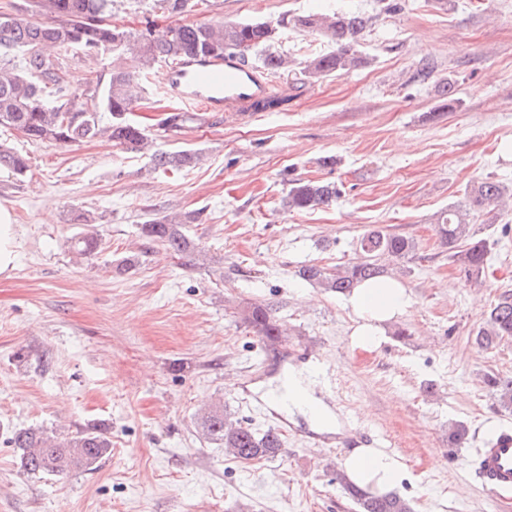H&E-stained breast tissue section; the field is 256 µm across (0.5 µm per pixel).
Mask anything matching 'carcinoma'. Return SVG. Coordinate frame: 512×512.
I'll return each mask as SVG.
<instances>
[{
	"mask_svg": "<svg viewBox=\"0 0 512 512\" xmlns=\"http://www.w3.org/2000/svg\"><path fill=\"white\" fill-rule=\"evenodd\" d=\"M155 8L173 18L162 40L152 38L150 29L132 32L111 24L117 0H35V12L0 18V128L21 132L28 139L57 146H72L106 136L128 152L149 147L145 129L128 118L146 90L149 71L159 61L172 63L192 57H219L232 54L246 66H260L269 74L300 69L309 81L341 75L370 63L360 50L372 18L359 13L330 12L293 15L288 23L316 33L329 50L314 53L297 62L271 50L278 35L276 25L250 20L186 24L181 18L192 11L194 0H152ZM75 47L90 58L109 53L112 61L103 82L90 97L70 89L62 77L59 50ZM285 100L269 94L254 100L255 112H272ZM201 161L193 150L161 152L153 156L154 168L175 171L192 168ZM24 176L26 157L0 144V169ZM341 190L334 182L291 179L285 197L288 209L314 210L336 203ZM504 187L487 179L467 193V208L444 212L437 233L441 244L463 267L470 279H479L489 261L490 243L468 222V211L502 214L506 206ZM200 213L182 217H155L140 225V233L175 253H190L195 246L184 225L199 219ZM101 239L93 232H79L71 238V249L79 256L97 254ZM410 237L372 227L359 240L361 256L334 273L308 264L298 275L322 285L327 291L347 295L360 283L382 277L385 257L405 258L414 251ZM247 321L275 345L283 342L285 330L271 309L255 305ZM474 343L488 351L504 337L512 336V293L499 297L483 326L473 333ZM486 387L505 407H512V377L489 374ZM202 436L224 447L239 462L273 459L284 448V439L273 428L259 432L235 417L224 406L210 407L197 417ZM19 454L21 468L28 474L66 475L87 471L111 452L107 432L92 425L67 436L49 435L39 429H18L8 441ZM336 481L355 502L359 512H414L411 500L397 494L376 496L347 481L344 472Z\"/></svg>",
	"mask_w": 512,
	"mask_h": 512,
	"instance_id": "cac0c4a2",
	"label": "carcinoma"
}]
</instances>
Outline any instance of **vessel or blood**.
Listing matches in <instances>:
<instances>
[{"label": "vessel or blood", "instance_id": "1", "mask_svg": "<svg viewBox=\"0 0 512 512\" xmlns=\"http://www.w3.org/2000/svg\"><path fill=\"white\" fill-rule=\"evenodd\" d=\"M271 87L262 70L227 55L171 65L165 93L186 108L216 112L268 95ZM478 463L490 491L512 492V431H501L488 441Z\"/></svg>", "mask_w": 512, "mask_h": 512}]
</instances>
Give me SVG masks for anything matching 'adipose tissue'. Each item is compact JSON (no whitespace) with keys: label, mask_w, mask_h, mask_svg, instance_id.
Here are the masks:
<instances>
[{"label":"adipose tissue","mask_w":512,"mask_h":512,"mask_svg":"<svg viewBox=\"0 0 512 512\" xmlns=\"http://www.w3.org/2000/svg\"><path fill=\"white\" fill-rule=\"evenodd\" d=\"M346 305L355 317L352 345L371 351L379 347L386 326L409 312L412 300L401 282L384 277L353 289ZM343 469L353 484L375 495L400 488L406 477L401 460L381 448L352 449L344 457Z\"/></svg>","instance_id":"1"}]
</instances>
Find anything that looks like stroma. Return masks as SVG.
<instances>
[{
    "instance_id": "35a3bbf8",
    "label": "stroma",
    "mask_w": 512,
    "mask_h": 512,
    "mask_svg": "<svg viewBox=\"0 0 512 512\" xmlns=\"http://www.w3.org/2000/svg\"><path fill=\"white\" fill-rule=\"evenodd\" d=\"M200 0L185 22L279 20L309 12L370 16L367 66L312 83L297 72L272 86L278 112H199L160 125L176 106L164 64L149 73L133 116L150 149L129 153L105 138L77 146L0 130L29 161L0 170V204L17 226V262L0 277V512H356L336 470L346 450L310 448L308 420L277 458L241 463L201 438L197 413L223 403L257 430L256 412L294 362L315 347L334 375L340 431L357 427L398 454L410 478L400 493L416 512H512V493H487L472 460L498 426L512 427L485 375L512 376V338L491 351L473 343L498 297L512 292V212L471 221L494 249L482 285L440 245V214L492 178L512 189V0ZM64 77L87 93L110 56L90 62L62 50ZM451 90L454 110L442 109ZM194 149L203 160L155 171L156 151ZM336 159L324 165L325 157ZM294 178L337 183L336 204L288 211ZM199 213L197 249L178 255L142 238L157 215ZM373 226L414 238L391 271L410 312L385 341L351 344L341 295L297 275L360 256ZM91 229L100 252L77 257L69 239ZM140 266L117 272L127 256ZM272 309L288 337L263 341L245 317ZM464 424L455 445L448 430ZM105 427L112 450L92 470L26 474L7 438L34 428L67 434Z\"/></svg>"
}]
</instances>
